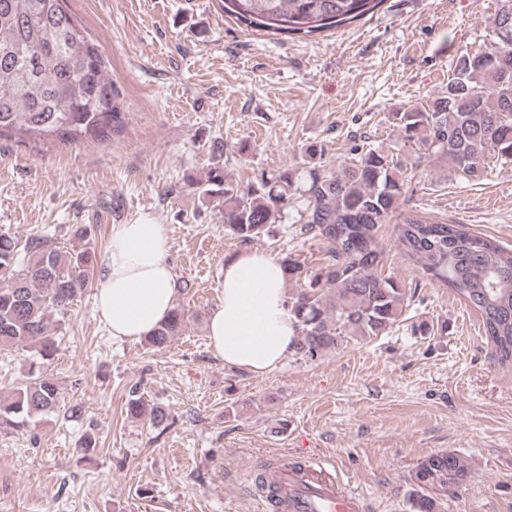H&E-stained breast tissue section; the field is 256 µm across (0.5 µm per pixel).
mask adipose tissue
<instances>
[{"mask_svg":"<svg viewBox=\"0 0 512 512\" xmlns=\"http://www.w3.org/2000/svg\"><path fill=\"white\" fill-rule=\"evenodd\" d=\"M164 225L116 224L98 257L95 312L113 340L151 335L174 308L178 284L166 255ZM278 260L260 252L224 263L223 297L208 318V344L225 365L264 375L292 351L298 326Z\"/></svg>","mask_w":512,"mask_h":512,"instance_id":"obj_1","label":"adipose tissue"}]
</instances>
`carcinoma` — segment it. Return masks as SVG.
Returning a JSON list of instances; mask_svg holds the SVG:
<instances>
[{
	"instance_id": "obj_1",
	"label": "carcinoma",
	"mask_w": 512,
	"mask_h": 512,
	"mask_svg": "<svg viewBox=\"0 0 512 512\" xmlns=\"http://www.w3.org/2000/svg\"><path fill=\"white\" fill-rule=\"evenodd\" d=\"M384 0H224V12L248 27L312 35L363 17ZM489 38L460 48L448 83L388 122L403 145L419 144L450 174L481 181L490 160H512V0H498ZM126 109L98 46L66 0H0V137L23 142H110L123 133ZM239 183L215 163L196 188L221 199L224 227L243 243L269 235L296 208L299 234L327 243L316 271L286 257L288 295L298 321L293 352L313 359L346 338L380 336L399 322L408 290L385 274L380 227L395 220V244L423 277L440 282L475 310L501 366L512 365V251L462 224L432 221L401 209L407 176L392 150L369 149L335 168L317 162ZM96 253L60 247L45 234L23 240L0 234V353L31 350L24 379L0 397V426L24 429L60 400L45 371L57 351L69 307L92 283ZM186 328L181 308L145 338L168 347ZM414 512H439L440 498L422 487Z\"/></svg>"
}]
</instances>
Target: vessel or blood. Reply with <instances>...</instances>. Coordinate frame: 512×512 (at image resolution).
<instances>
[{"instance_id":"obj_1","label":"vessel or blood","mask_w":512,"mask_h":512,"mask_svg":"<svg viewBox=\"0 0 512 512\" xmlns=\"http://www.w3.org/2000/svg\"><path fill=\"white\" fill-rule=\"evenodd\" d=\"M317 465L310 459L299 469L285 462L267 469L265 476L280 501L279 512H365V496L322 478Z\"/></svg>"}]
</instances>
